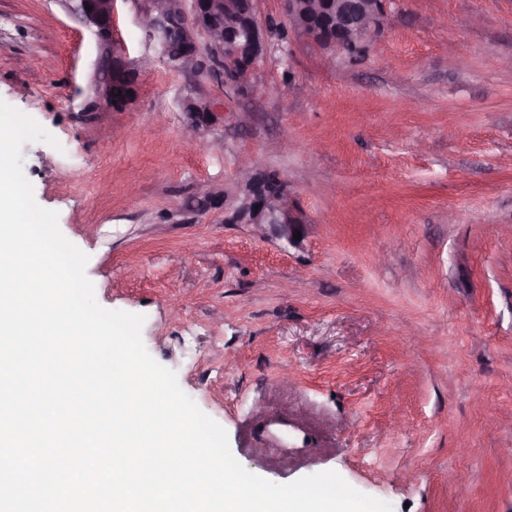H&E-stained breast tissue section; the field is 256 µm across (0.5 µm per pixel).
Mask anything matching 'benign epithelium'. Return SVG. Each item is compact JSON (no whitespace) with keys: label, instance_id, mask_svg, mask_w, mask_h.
<instances>
[{"label":"benign epithelium","instance_id":"obj_1","mask_svg":"<svg viewBox=\"0 0 512 512\" xmlns=\"http://www.w3.org/2000/svg\"><path fill=\"white\" fill-rule=\"evenodd\" d=\"M116 0H66L70 13L96 38L99 60L95 69L97 102L106 106H121L133 88V79L124 69L122 57L116 49L114 11ZM139 4L141 23L148 35L178 36L185 45L184 54L177 60V69H192L203 45L211 46L217 59L225 60L231 76L224 84L236 88L250 86L254 62L274 45L265 22L254 13L243 18L234 17L231 32L222 33L208 25L216 13L234 12L233 0H135ZM93 6L87 10L86 5ZM281 11L289 27L304 33L315 41L323 37L319 29L307 21L309 16L324 11L325 0H280ZM388 23L386 0H336L334 24L336 36L323 42V50L330 58L349 55L355 47L367 46L384 30ZM189 127L197 131L217 119V112L209 101L188 99L185 103ZM247 192L235 207L229 220L237 224H252L264 234L267 226L276 228L280 235L293 240L301 231L305 217L295 206L288 191L277 195L263 191L252 171L241 172Z\"/></svg>","mask_w":512,"mask_h":512}]
</instances>
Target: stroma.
Wrapping results in <instances>:
<instances>
[{
	"mask_svg": "<svg viewBox=\"0 0 512 512\" xmlns=\"http://www.w3.org/2000/svg\"><path fill=\"white\" fill-rule=\"evenodd\" d=\"M389 8L361 57L327 66L293 31L238 90L172 68L116 0L136 76L107 108L63 0H0V100L58 141L24 144L23 171L97 302L144 315L244 468L332 470L391 512H512V0ZM189 97L223 119L189 136ZM245 161L286 184L300 240L225 223Z\"/></svg>",
	"mask_w": 512,
	"mask_h": 512,
	"instance_id": "obj_1",
	"label": "stroma"
}]
</instances>
